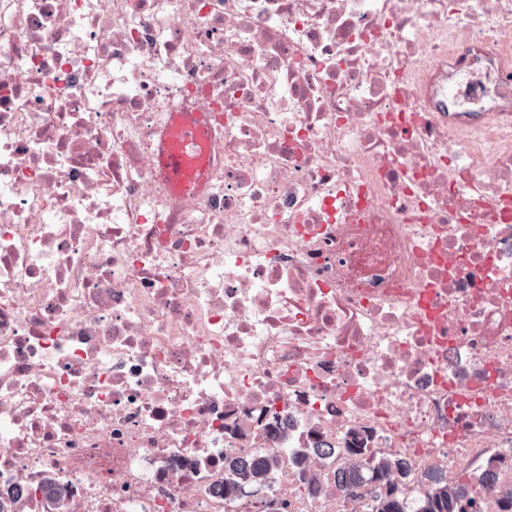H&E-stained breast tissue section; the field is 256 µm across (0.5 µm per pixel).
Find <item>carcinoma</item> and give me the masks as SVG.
Masks as SVG:
<instances>
[{
	"label": "carcinoma",
	"mask_w": 512,
	"mask_h": 512,
	"mask_svg": "<svg viewBox=\"0 0 512 512\" xmlns=\"http://www.w3.org/2000/svg\"><path fill=\"white\" fill-rule=\"evenodd\" d=\"M346 453V463L336 469V481L340 486L353 491L373 483L383 484V488L371 494L370 512H463V505L476 501V493L485 492L496 480L497 459L494 458L487 462L478 476L476 492L467 484H450L442 476L428 475L422 482L423 491L408 496L405 492L407 483H395L398 475L409 477L402 460L380 458L370 465L363 460L365 448L356 437L347 446ZM271 467L272 464L259 460L247 463L237 458H224V474L232 477V480L224 482V493L238 488L240 479L252 486L263 484Z\"/></svg>",
	"instance_id": "cac0c4a2"
}]
</instances>
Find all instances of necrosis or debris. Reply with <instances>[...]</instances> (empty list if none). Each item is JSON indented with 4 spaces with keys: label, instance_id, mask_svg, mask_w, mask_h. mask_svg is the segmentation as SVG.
Masks as SVG:
<instances>
[{
    "label": "necrosis or debris",
    "instance_id": "1",
    "mask_svg": "<svg viewBox=\"0 0 512 512\" xmlns=\"http://www.w3.org/2000/svg\"><path fill=\"white\" fill-rule=\"evenodd\" d=\"M509 49L512 0H0V512H359L357 434L512 458ZM169 126L175 131L178 146H172L167 135L162 137L152 172L171 189L182 194L193 193L204 184L205 172L199 169L189 177L186 162L194 148L207 137L208 129L198 112L171 113ZM276 465L273 463H263L259 460L252 462H245L237 458L225 457L224 459V475L233 476L232 481L224 480V493L225 495L229 492L234 491L239 487V480H243L249 485L260 486L267 478V473L272 466Z\"/></svg>",
    "mask_w": 512,
    "mask_h": 512
}]
</instances>
